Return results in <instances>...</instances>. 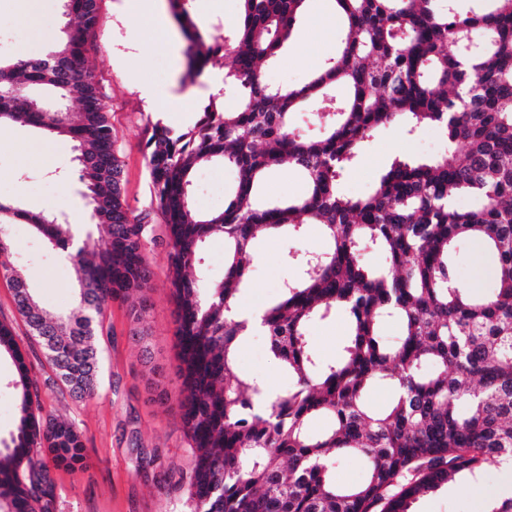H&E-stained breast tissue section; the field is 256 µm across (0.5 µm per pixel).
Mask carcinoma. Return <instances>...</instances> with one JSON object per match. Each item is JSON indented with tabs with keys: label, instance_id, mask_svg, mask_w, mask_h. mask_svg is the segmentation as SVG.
Here are the masks:
<instances>
[{
	"label": "carcinoma",
	"instance_id": "carcinoma-1",
	"mask_svg": "<svg viewBox=\"0 0 512 512\" xmlns=\"http://www.w3.org/2000/svg\"><path fill=\"white\" fill-rule=\"evenodd\" d=\"M95 2L61 0L68 21L47 55L0 61V122L70 137L83 205L104 233L99 242L83 238L58 209L31 212L0 200L1 225L31 224L52 248L72 250L76 304L52 316L0 235V273L14 283L18 313L57 381L77 398L96 395L108 306L149 287L147 249L162 241L183 363L177 414L193 456L185 475L192 512H412L415 501L455 477L474 483L489 460L512 461V0H481L477 11L462 10L461 0H331L345 38L300 88L269 85L262 64L291 41L310 0H239V24L223 38L203 35L186 0H170L189 42L190 78L222 53L238 101L226 112L209 100L181 131L148 122L145 157L162 240L149 215L126 203L106 96L85 68L89 36L101 22ZM467 28L485 33L486 42L469 54L448 51ZM337 85L340 98L329 94ZM39 86L62 106L76 98L79 111H45L28 96ZM307 102L324 123L319 138L292 127V114ZM387 125L408 135L435 127L446 152L396 158L369 194H342L338 180ZM212 160L231 166L236 183L223 210L200 215L190 203L191 176ZM279 167L300 172L307 194L259 202L258 185ZM461 196L475 205L457 206ZM304 224L320 225L327 246L300 259L299 277L263 311L271 355L293 378L272 395L234 372L236 344L252 330L237 297L258 234H296ZM214 235L224 237V280L207 284L193 269ZM473 240L496 261L495 286L484 294L450 266L451 253ZM369 246L388 270L366 264ZM338 310L348 335L326 362L309 326ZM145 314L143 303L131 309L147 364ZM391 319L401 333L389 341L382 327ZM2 348L17 362L21 395L12 447L0 450V512H54L52 470L84 463L82 435L70 422L42 418L40 389L12 330L0 323ZM377 385L390 392L381 408L367 400ZM316 416L330 425L312 435ZM343 457L363 465L359 483L336 484L332 470Z\"/></svg>",
	"mask_w": 512,
	"mask_h": 512
}]
</instances>
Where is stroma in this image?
Returning a JSON list of instances; mask_svg holds the SVG:
<instances>
[{
  "label": "stroma",
  "instance_id": "obj_1",
  "mask_svg": "<svg viewBox=\"0 0 512 512\" xmlns=\"http://www.w3.org/2000/svg\"><path fill=\"white\" fill-rule=\"evenodd\" d=\"M125 0H98L102 18L88 45L86 64L106 95L124 168V195L137 213L151 210V187L144 152L149 120L176 130L192 126L208 99L233 108L236 99L228 90L204 96L209 77L223 74L216 62L206 76L187 78L186 63H174L172 50L187 54L188 44L178 29L162 35L148 16L126 11ZM187 8L205 30L222 34L239 21L238 0H188ZM63 25L58 0H0V58L40 55ZM294 43L284 46L273 62L264 64L268 84H304L318 63L333 54L344 36L343 23L329 0H311L295 24ZM164 91L175 87L176 98L163 95L146 102L138 82ZM446 142L439 131L426 127L405 135L397 126L377 131L365 144L357 163L344 174L340 189L350 196L370 192L376 178L397 156L432 158L443 153ZM232 169L222 162L201 165L192 177V201L203 213L223 209L225 191L234 182ZM82 184L74 162L72 141L51 136L21 124L0 125V198L40 210L65 201L64 211L82 210ZM4 232L13 260L22 278L33 288L41 306L50 313L74 304L76 276L73 264L47 249L31 225L9 224ZM323 244L317 225L287 238L263 235L251 249L247 285L238 304L264 308L275 303L283 285L299 272L298 260ZM153 276L144 295L113 301L105 323L110 328L101 337L100 389L95 398L76 401L54 385V375L41 348L17 311L14 290L0 276V321L12 325L24 352L31 377L42 392V414L74 423L82 434L86 462L77 470L55 469L54 512H191L181 476L192 462V450L174 407L180 394L177 372L179 349L174 336L175 305L168 279L167 253L158 246L147 251ZM457 278L469 287L486 292L492 287V260L482 245L462 244L452 257ZM147 298L145 318L154 362L161 371L160 387L147 382V369L132 339L130 310L139 298ZM348 334L343 312L311 324L309 336L316 352L326 360L336 358ZM235 368L243 376L262 381L270 393L287 390L292 379L273 360L268 339L261 334L244 337L235 354ZM16 371L11 357L0 352V448L11 444L18 423L12 382ZM168 392L167 401L157 397L158 388ZM499 464H487L483 478L462 488L449 483L436 493L414 503V512H484L497 489Z\"/></svg>",
  "mask_w": 512,
  "mask_h": 512
}]
</instances>
